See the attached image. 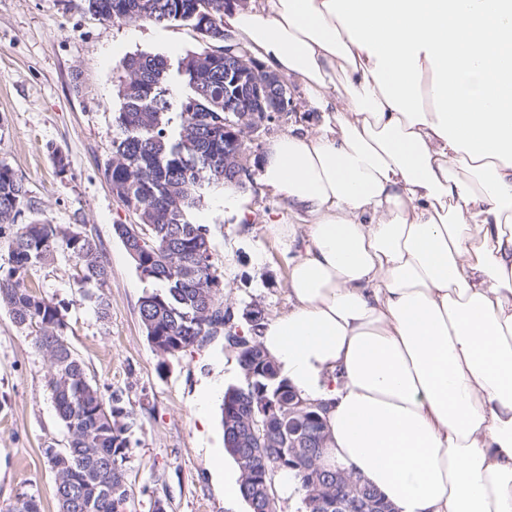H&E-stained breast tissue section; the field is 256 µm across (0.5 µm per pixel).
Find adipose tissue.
<instances>
[{
	"label": "adipose tissue",
	"instance_id": "obj_1",
	"mask_svg": "<svg viewBox=\"0 0 512 512\" xmlns=\"http://www.w3.org/2000/svg\"><path fill=\"white\" fill-rule=\"evenodd\" d=\"M322 122L261 183L308 230L259 340L396 512H512V0H255Z\"/></svg>",
	"mask_w": 512,
	"mask_h": 512
}]
</instances>
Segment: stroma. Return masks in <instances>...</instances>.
<instances>
[{
    "mask_svg": "<svg viewBox=\"0 0 512 512\" xmlns=\"http://www.w3.org/2000/svg\"><path fill=\"white\" fill-rule=\"evenodd\" d=\"M202 46L184 22H104L84 0H0V163L23 179L36 218L78 225L100 244L109 268V315L99 318L64 249L34 268L28 283L65 303L66 340L103 395L145 410L127 433L130 499L123 512H152L157 500L167 512H249L244 500L225 498L215 463L224 432L222 401L213 391L240 384L237 354L220 338L167 360L153 351L138 310L150 284L114 231L137 217L104 175L120 132L123 59L151 53L174 64ZM290 90L287 111L244 135L253 175L248 188L231 197L221 186L204 189L191 213L192 222L208 230L224 282L219 297L240 330L251 309L268 322L289 307L288 267L271 226L295 217L258 175L270 141L299 127L315 129L319 121L302 88ZM59 155L68 163L62 173L55 165ZM49 366L48 355L1 306L0 512H13L25 496L35 497L41 512H59L46 451L63 448L67 431L46 385Z\"/></svg>",
    "mask_w": 512,
    "mask_h": 512,
    "instance_id": "1",
    "label": "stroma"
}]
</instances>
